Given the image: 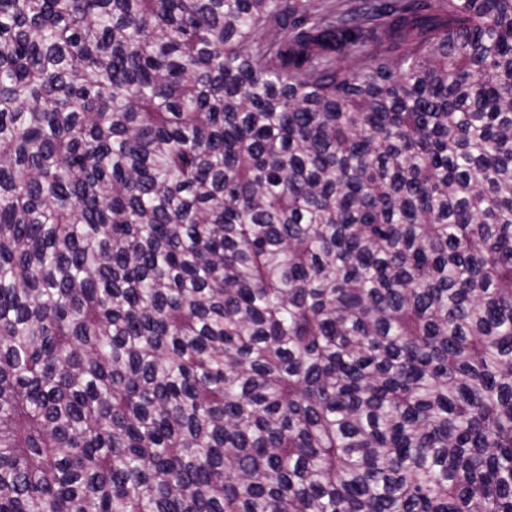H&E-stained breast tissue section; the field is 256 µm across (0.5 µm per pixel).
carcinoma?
I'll use <instances>...</instances> for the list:
<instances>
[{"label": "carcinoma", "mask_w": 512, "mask_h": 512, "mask_svg": "<svg viewBox=\"0 0 512 512\" xmlns=\"http://www.w3.org/2000/svg\"><path fill=\"white\" fill-rule=\"evenodd\" d=\"M0 512H512V0H0Z\"/></svg>", "instance_id": "obj_1"}]
</instances>
